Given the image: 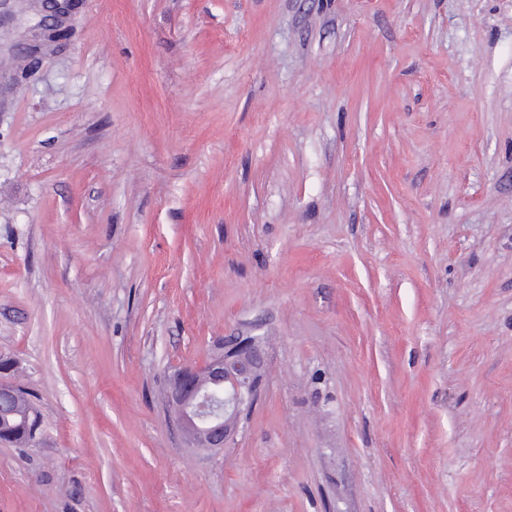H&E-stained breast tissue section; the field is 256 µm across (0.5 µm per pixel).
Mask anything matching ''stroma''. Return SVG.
<instances>
[{"label":"stroma","mask_w":512,"mask_h":512,"mask_svg":"<svg viewBox=\"0 0 512 512\" xmlns=\"http://www.w3.org/2000/svg\"><path fill=\"white\" fill-rule=\"evenodd\" d=\"M0 37V512H512V0H77ZM259 336L186 447L176 369ZM72 1L74 0H41V14L42 19L40 26L45 31H52V33L57 32L51 28L53 24H49V21H55V19L59 18L61 15L70 11L73 7ZM261 363L257 337L228 336L223 353L200 367L183 368L174 374L166 402L188 444L224 448L255 399ZM213 389L222 390V397ZM30 394L25 392L23 389L20 388V396L18 401L15 403L13 402L9 406H18L23 411L29 410L31 412L30 414V425L24 426L21 430L19 426H17L16 429V435L14 437V440H11V442L15 443L19 446H28L36 441L35 435H33V431H36V433L39 435L41 431V419L39 415V411L37 410L33 400L30 398Z\"/></svg>","instance_id":"35a3bbf8"}]
</instances>
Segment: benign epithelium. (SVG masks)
I'll use <instances>...</instances> for the list:
<instances>
[{
	"mask_svg": "<svg viewBox=\"0 0 512 512\" xmlns=\"http://www.w3.org/2000/svg\"><path fill=\"white\" fill-rule=\"evenodd\" d=\"M72 0H41L40 26L70 11ZM258 338L227 336L224 352L200 367L177 371L166 402L186 442L196 448L224 447L257 394L261 370Z\"/></svg>",
	"mask_w": 512,
	"mask_h": 512,
	"instance_id": "benign-epithelium-1",
	"label": "benign epithelium"
}]
</instances>
